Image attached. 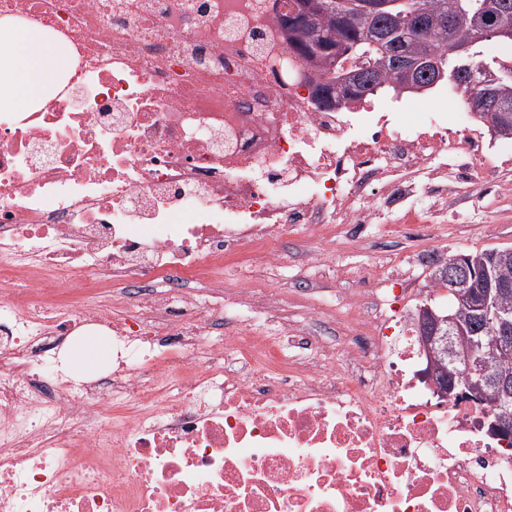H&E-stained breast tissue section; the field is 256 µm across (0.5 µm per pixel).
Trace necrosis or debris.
I'll return each instance as SVG.
<instances>
[{
	"instance_id": "obj_1",
	"label": "necrosis or debris",
	"mask_w": 512,
	"mask_h": 512,
	"mask_svg": "<svg viewBox=\"0 0 512 512\" xmlns=\"http://www.w3.org/2000/svg\"><path fill=\"white\" fill-rule=\"evenodd\" d=\"M286 3L0 0L71 57L50 98L0 112V512H512L487 407L422 378L412 257L381 282L332 267L356 286L333 302L259 285L288 239H434L449 195L512 196L465 106L319 107ZM79 326L111 335L109 374L58 369Z\"/></svg>"
}]
</instances>
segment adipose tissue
<instances>
[{"instance_id":"ef3b65f1","label":"adipose tissue","mask_w":512,"mask_h":512,"mask_svg":"<svg viewBox=\"0 0 512 512\" xmlns=\"http://www.w3.org/2000/svg\"><path fill=\"white\" fill-rule=\"evenodd\" d=\"M69 67V57L40 26L0 19V110L29 108ZM66 352L73 367L87 377L112 363L109 338L92 330L73 336Z\"/></svg>"}]
</instances>
